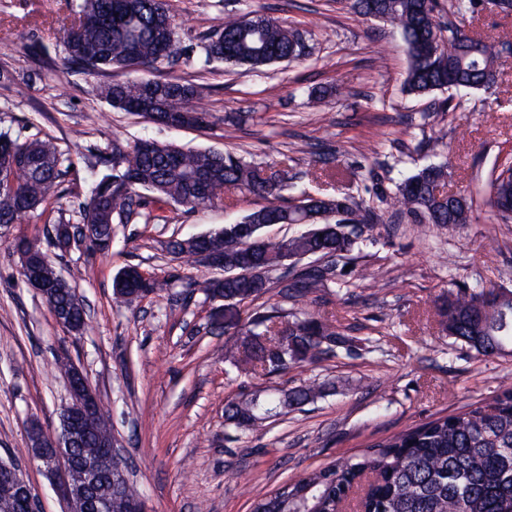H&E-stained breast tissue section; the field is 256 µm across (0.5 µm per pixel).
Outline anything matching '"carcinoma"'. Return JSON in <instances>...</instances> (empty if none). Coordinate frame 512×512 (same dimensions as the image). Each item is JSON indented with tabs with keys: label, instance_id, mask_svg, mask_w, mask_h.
Wrapping results in <instances>:
<instances>
[{
	"label": "carcinoma",
	"instance_id": "cac0c4a2",
	"mask_svg": "<svg viewBox=\"0 0 512 512\" xmlns=\"http://www.w3.org/2000/svg\"><path fill=\"white\" fill-rule=\"evenodd\" d=\"M80 0L67 29L64 62L87 74L112 69H154L159 64L188 65L192 59L181 46L167 0ZM362 16L382 11L384 21L401 29L407 42L410 66L407 91L424 96L442 90H490L495 83L496 38L479 31L475 50L465 51L466 26L479 13L478 0H449L454 20L443 25L438 0H354ZM204 63L222 61L253 69L282 59H297L304 53L301 36L263 15L228 16L203 47ZM99 97L112 107L128 111L139 101L150 104L153 121L171 126L169 114L183 109L197 115L196 127L209 125L210 113L200 104L201 87L176 78L116 81L97 88ZM112 143V172L97 177L86 203L79 207L80 223L88 239H108L112 225L128 222L147 205L144 190L155 201L188 210L224 198L233 188L268 200L246 214L243 224H286L300 216L328 214L336 232L320 237L297 236L279 242H264L266 272L259 277L206 278L199 290L210 300L251 303L268 291L271 275L279 270L281 251L290 245L307 254L317 266L297 275L291 289L301 296L325 287L338 263L349 259L359 238L357 228L377 218L372 209L348 197L305 194L288 202V169L273 173L274 183L263 176L265 168L229 151L182 149L159 144L142 148ZM10 157L11 178L0 180V227L17 224L46 209L59 197L62 166L68 161L51 137L19 141L0 135V158ZM491 181L485 204L502 220L512 217L502 211L512 203V162L504 160ZM448 179L446 163H431L406 177L393 197L395 205L418 224H467L473 200L448 210L437 195ZM236 224H225L209 233L214 244L224 243V267H241L243 242L237 240ZM206 243L190 238L172 240L169 252L194 256ZM53 284L47 301L50 312L64 315L68 331L83 333L86 310L74 305V288L58 277L50 260H37ZM441 324L448 335L483 356L512 348V299L501 303L482 300L467 289L457 291L441 309ZM238 361L256 363L269 374L291 364L313 361L335 349L351 355L362 340L345 336L333 323L313 316H288L277 310L255 309L238 331ZM323 388L295 390L263 389L227 404L225 421L240 431L260 424L268 413L285 415L320 397ZM494 410L474 404L458 414L440 417L374 445V450L356 459L339 461L325 472L307 473L257 503L256 512H342L347 493L364 490L362 512H512V384L505 383L493 397ZM112 426L106 416L90 426L79 456L106 462ZM111 480L102 471L98 496H109L112 512H130L138 490L129 482L109 492Z\"/></svg>",
	"mask_w": 512,
	"mask_h": 512
}]
</instances>
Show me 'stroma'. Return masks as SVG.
<instances>
[{"label":"stroma","instance_id":"obj_1","mask_svg":"<svg viewBox=\"0 0 512 512\" xmlns=\"http://www.w3.org/2000/svg\"><path fill=\"white\" fill-rule=\"evenodd\" d=\"M79 0H0V131L50 136L71 161L58 204L28 223L0 228V459L19 464L39 512L66 504L29 453L28 427L59 426L69 399L61 361L78 366L109 415L118 450L149 512H252L297 476L435 417L488 401L512 382V355L481 356L442 330L439 310L461 288L488 290L512 274V223L482 204L496 160L512 159V14L487 6L477 23L499 35L493 93H408L401 31L356 14L352 0H169L184 47L200 52L226 15L258 11L298 31L303 58L250 69H160L206 86L202 129H173L110 107L99 85L135 71L89 75L63 63ZM151 139L183 148L231 150L263 167L287 168L290 196L349 195L373 207L349 269L325 288L287 296L289 278L257 304L206 299L194 283L212 270L170 254L187 239L238 223L259 197L236 191L192 211L157 207L167 220L137 217L114 227L108 253L78 243L59 251L58 215L74 219L107 170L113 140ZM447 161V191L472 197L468 224H418L392 206L397 184ZM36 239L76 289L88 326L55 321L20 277L16 237ZM135 265L157 284L130 306L113 300L119 269ZM310 313L369 341L359 357L302 363L274 375L234 362L236 324L255 306ZM311 382L326 393L282 418L241 433L224 407L256 389Z\"/></svg>","mask_w":512,"mask_h":512}]
</instances>
